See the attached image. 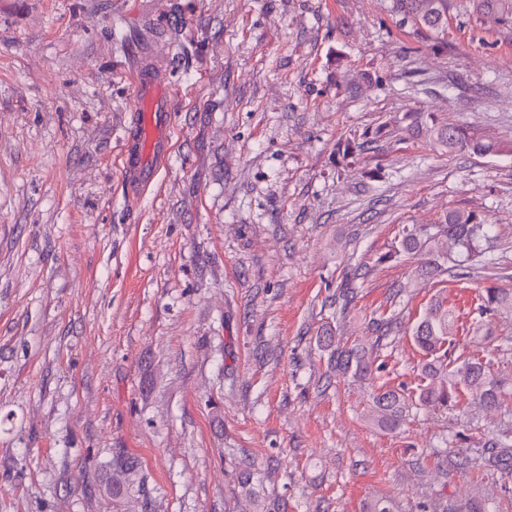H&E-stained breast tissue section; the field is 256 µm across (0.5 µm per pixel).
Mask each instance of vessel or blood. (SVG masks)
<instances>
[{
    "instance_id": "obj_1",
    "label": "vessel or blood",
    "mask_w": 512,
    "mask_h": 512,
    "mask_svg": "<svg viewBox=\"0 0 512 512\" xmlns=\"http://www.w3.org/2000/svg\"><path fill=\"white\" fill-rule=\"evenodd\" d=\"M136 117L122 140L121 167L137 186L151 183L165 159L172 123V96L165 72L154 56L144 57L134 75Z\"/></svg>"
}]
</instances>
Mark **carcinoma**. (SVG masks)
I'll return each mask as SVG.
<instances>
[{"label":"carcinoma","mask_w":512,"mask_h":512,"mask_svg":"<svg viewBox=\"0 0 512 512\" xmlns=\"http://www.w3.org/2000/svg\"><path fill=\"white\" fill-rule=\"evenodd\" d=\"M397 12L406 18L424 24L438 34L447 30L448 0H393ZM485 14L512 18V0H477ZM407 128L414 134L435 142L448 153L471 151L485 153L491 145L468 135L462 128L437 120L432 114L410 112L405 115ZM385 128L378 126L365 130L359 137L340 141L336 145L338 159L345 162L381 140ZM496 237V227L472 210H450L436 224H410L402 228L394 254L420 255L422 262L415 269L418 277L433 279L450 271L468 269L476 262L481 268H493L495 258L491 245ZM355 280L344 276L336 293L339 314H344L356 297ZM476 313L482 320L501 310L512 311V291L488 287L478 291ZM374 341L370 349L354 345H335V337L328 333L319 342L329 352L328 362L336 374L365 377L383 365H374L369 355L383 346V341L397 328V319L382 317L371 322ZM455 316L442 297L435 298L420 318L411 326L414 343L423 353L420 367L421 381L412 391L391 388L385 384L373 393L369 406L371 420L381 429L395 432L401 428L410 411L454 407L462 393H467L472 403L490 410L501 400L512 397V377L506 378L492 370L488 355H470L463 359H448V344L453 342ZM491 447L498 453L482 461L489 471L508 473L512 470V429L494 437ZM133 462L117 459L112 463L110 490L118 494L129 482Z\"/></svg>","instance_id":"obj_1"}]
</instances>
